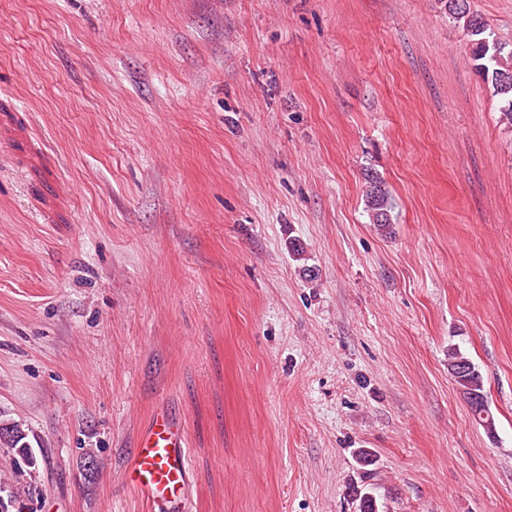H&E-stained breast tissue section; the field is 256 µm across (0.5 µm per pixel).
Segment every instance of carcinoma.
I'll return each mask as SVG.
<instances>
[{
    "label": "carcinoma",
    "mask_w": 512,
    "mask_h": 512,
    "mask_svg": "<svg viewBox=\"0 0 512 512\" xmlns=\"http://www.w3.org/2000/svg\"><path fill=\"white\" fill-rule=\"evenodd\" d=\"M448 15L462 28L471 45L470 60L476 72L491 85L499 101V112L512 122V49L491 26L471 9V0H448ZM371 223L381 232L390 225L391 201L383 182L373 180L366 193ZM448 369L467 401L476 421L487 429L494 426L482 373L469 357L453 347L448 350Z\"/></svg>",
    "instance_id": "cac0c4a2"
}]
</instances>
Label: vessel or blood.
<instances>
[{
  "instance_id": "vessel-or-blood-1",
  "label": "vessel or blood",
  "mask_w": 512,
  "mask_h": 512,
  "mask_svg": "<svg viewBox=\"0 0 512 512\" xmlns=\"http://www.w3.org/2000/svg\"><path fill=\"white\" fill-rule=\"evenodd\" d=\"M126 476L134 494L147 502L184 501L191 477L186 430L167 409L156 410L141 430Z\"/></svg>"
}]
</instances>
